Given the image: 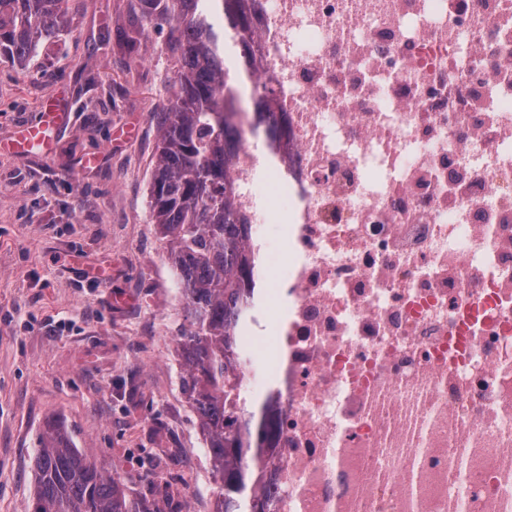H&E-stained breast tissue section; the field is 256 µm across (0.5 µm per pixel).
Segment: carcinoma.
I'll return each mask as SVG.
<instances>
[{
    "mask_svg": "<svg viewBox=\"0 0 512 512\" xmlns=\"http://www.w3.org/2000/svg\"><path fill=\"white\" fill-rule=\"evenodd\" d=\"M142 17L172 24L180 71L170 104L156 113L157 161L152 223L168 241V260L184 299L176 345L181 389L196 413L217 485L214 512H265L266 444L275 425L265 410L241 411L230 383L238 357L236 328L248 316L240 291L250 276L229 180L240 86L224 51L233 32L251 73L250 0H139ZM65 24L63 0H0V57L24 63ZM35 488L25 512H164L133 503L118 480L98 469L59 424L40 436Z\"/></svg>",
    "mask_w": 512,
    "mask_h": 512,
    "instance_id": "carcinoma-1",
    "label": "carcinoma"
}]
</instances>
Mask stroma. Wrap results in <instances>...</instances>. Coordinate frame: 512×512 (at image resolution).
<instances>
[{
  "label": "stroma",
  "mask_w": 512,
  "mask_h": 512,
  "mask_svg": "<svg viewBox=\"0 0 512 512\" xmlns=\"http://www.w3.org/2000/svg\"><path fill=\"white\" fill-rule=\"evenodd\" d=\"M135 2L65 0L61 37L26 63L0 58V512H24L37 438L56 421L131 499L211 512L180 388L182 300L152 278L168 262L150 222L153 115L180 64ZM46 104L62 123L46 145L22 144Z\"/></svg>",
  "instance_id": "stroma-1"
}]
</instances>
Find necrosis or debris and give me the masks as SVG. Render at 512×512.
Here are the masks:
<instances>
[{
  "instance_id": "1",
  "label": "necrosis or debris",
  "mask_w": 512,
  "mask_h": 512,
  "mask_svg": "<svg viewBox=\"0 0 512 512\" xmlns=\"http://www.w3.org/2000/svg\"><path fill=\"white\" fill-rule=\"evenodd\" d=\"M260 2L275 136L238 113L231 179L269 510L512 512V0Z\"/></svg>"
}]
</instances>
